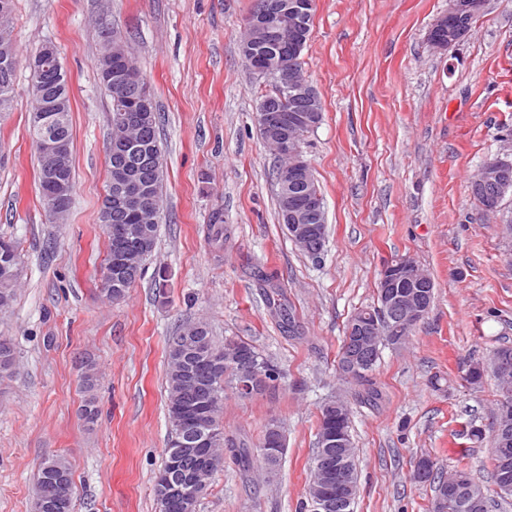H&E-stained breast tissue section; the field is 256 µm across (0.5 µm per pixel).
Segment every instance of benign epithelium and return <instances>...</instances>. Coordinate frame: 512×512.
<instances>
[{
	"label": "benign epithelium",
	"instance_id": "obj_1",
	"mask_svg": "<svg viewBox=\"0 0 512 512\" xmlns=\"http://www.w3.org/2000/svg\"><path fill=\"white\" fill-rule=\"evenodd\" d=\"M312 6V0H262L259 10L251 11L241 39L243 57L247 66L257 74L268 75L278 84H289L295 90L305 92L309 83L304 76L292 69L286 70L277 62H268L260 65L253 57L252 48L260 38L269 37L278 27L286 24L289 30L296 34L305 28L307 9ZM486 0H448V10L437 17L429 32V44L436 52L447 50L455 42L467 36L472 29V21L478 18L485 10ZM453 16H466L469 24L465 27L447 30L448 18ZM107 80L113 81L118 96L125 94V87L137 82L133 71L125 68L122 76H112V68L106 69ZM35 146L46 159L43 175L45 182L49 183L51 191L47 195V208L54 218H61L67 213L69 200L66 184L59 177L58 168L63 159L67 144L66 141L52 135H44L36 140ZM274 153L281 157H288V167L281 171L280 181L283 186L296 184L302 187V200L296 195L289 196L286 201V218L288 234L291 239L299 240L308 246L314 253L322 251L320 240L321 225L304 224V216L315 207L317 196L310 189L312 181L311 167L288 136L280 133L277 141L271 145ZM142 147L131 145L128 158L121 168L122 179L119 189L113 196V206L117 209L124 207L146 210L145 202L151 199L153 189L142 187L134 172ZM477 189L480 190L479 204L486 212L499 209L503 197L512 192V164L499 157L486 160L479 168ZM431 287L430 277L416 263L404 260L399 264H387L381 272L379 288L383 308L380 318L385 321L397 322L396 330L410 331L418 322L424 319L430 310L429 301ZM346 346L348 352L342 358L340 371L343 375L351 377L362 373L371 358V350L378 339V320L353 321L350 323ZM231 350L229 358L238 364L237 393L242 397L255 395L256 390H265L277 382V372L267 370L264 373L256 371L252 364L243 362L234 345L229 344ZM325 447L320 449L316 457V470L321 480L313 494L317 512H331L333 509L347 508L350 505V485L347 480V461L333 459L327 455L325 449L336 446L345 447V434L341 430L329 432L324 440ZM195 448L189 454L179 453L167 464L164 472L159 475V483L170 487L171 475L192 473V464L195 455L206 453L205 440L198 436L194 442ZM202 492L201 484L194 482L185 490H171L173 498L171 509L175 512H196V501ZM72 489L69 487L58 492L53 497H42L40 510L42 512H55L70 498Z\"/></svg>",
	"mask_w": 512,
	"mask_h": 512
}]
</instances>
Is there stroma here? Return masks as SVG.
I'll return each mask as SVG.
<instances>
[{"instance_id":"obj_1","label":"stroma","mask_w":512,"mask_h":512,"mask_svg":"<svg viewBox=\"0 0 512 512\" xmlns=\"http://www.w3.org/2000/svg\"><path fill=\"white\" fill-rule=\"evenodd\" d=\"M125 35L150 88L165 150L158 244L122 301L101 291L107 236L110 103L98 83L96 20ZM254 0H14L19 64L0 113V235L19 241L25 275L0 337L17 364L0 380V512H32L39 465L65 458L73 512H158L153 486L170 437L166 373L171 341L208 322L217 345L246 341L281 371L275 387L227 394L224 432L256 446L278 423L286 440L269 482L260 461L233 460L199 512H300L321 406L351 408L359 492L354 512H431L416 461L470 471L491 487L490 448L500 388L468 370L512 346V194L486 213L470 183L512 134V0H488L469 35L446 51L428 42L448 0H315L303 70L323 106L304 156L321 192V258L298 250L278 216V160L255 121L271 92L239 40ZM54 43L68 75L74 188L65 223L49 222L31 126L29 59ZM224 227L222 243L210 228ZM410 258L435 297L399 348L385 345L367 402L337 369L345 326L377 304L385 264ZM166 271L167 288L155 283ZM291 305L294 331L273 315L262 275ZM100 372V416L79 409L83 363ZM478 428L482 439L470 438Z\"/></svg>"}]
</instances>
